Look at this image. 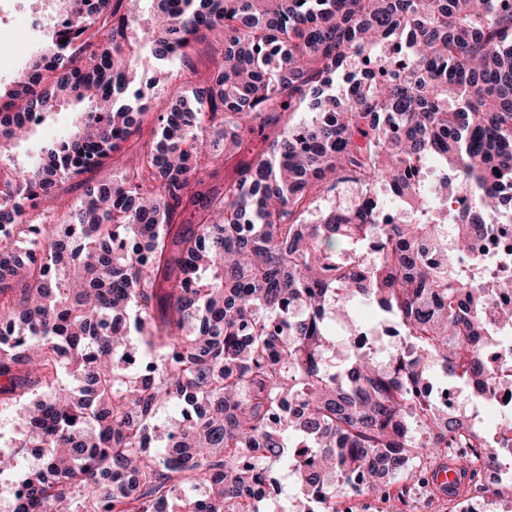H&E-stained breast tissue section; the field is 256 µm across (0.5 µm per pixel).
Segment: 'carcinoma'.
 <instances>
[{"label": "carcinoma", "instance_id": "cac0c4a2", "mask_svg": "<svg viewBox=\"0 0 512 512\" xmlns=\"http://www.w3.org/2000/svg\"><path fill=\"white\" fill-rule=\"evenodd\" d=\"M56 2L28 70L0 89V161L59 100L87 103L0 183V409L15 447L43 449L18 488L0 485L9 512H273L284 466L289 512H342L356 476L389 500L430 483L432 456L473 477L512 452V412L465 433L420 390L445 378L480 398L497 382L470 256L512 224V0ZM204 30L224 60L191 106L122 99L138 75L185 67ZM308 106L313 122L284 119ZM148 114L155 136L122 179L88 189L67 224L25 223ZM255 136L266 147L202 200L199 159ZM379 182L404 223L336 205ZM202 201L200 223L179 222ZM358 300L415 350L361 343Z\"/></svg>", "mask_w": 512, "mask_h": 512}]
</instances>
